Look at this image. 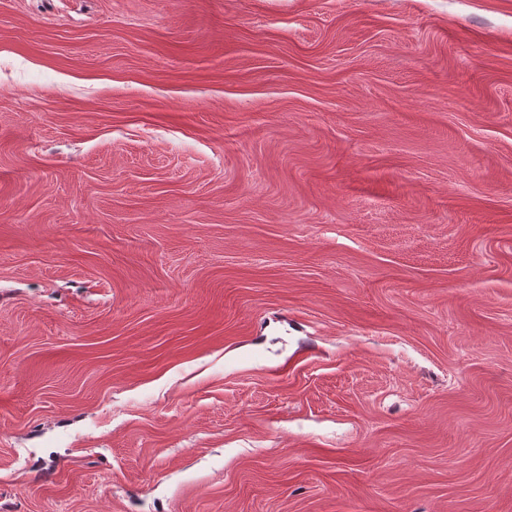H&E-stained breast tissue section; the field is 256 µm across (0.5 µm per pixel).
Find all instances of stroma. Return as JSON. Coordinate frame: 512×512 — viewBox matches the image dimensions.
Segmentation results:
<instances>
[{
    "instance_id": "stroma-1",
    "label": "stroma",
    "mask_w": 512,
    "mask_h": 512,
    "mask_svg": "<svg viewBox=\"0 0 512 512\" xmlns=\"http://www.w3.org/2000/svg\"><path fill=\"white\" fill-rule=\"evenodd\" d=\"M0 512H512V0H0Z\"/></svg>"
}]
</instances>
